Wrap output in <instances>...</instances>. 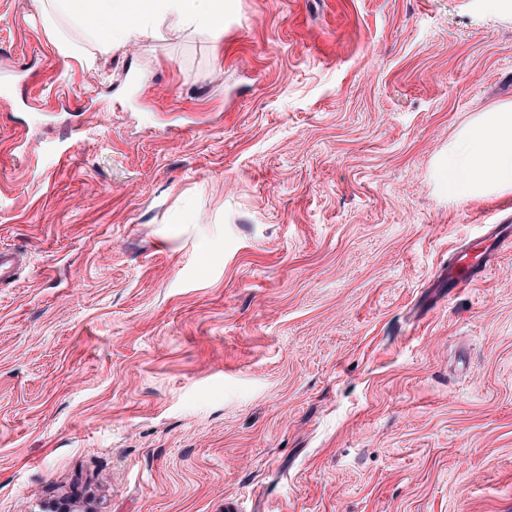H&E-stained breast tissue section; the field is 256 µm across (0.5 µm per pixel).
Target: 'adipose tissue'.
<instances>
[{
	"instance_id": "ef3b65f1",
	"label": "adipose tissue",
	"mask_w": 512,
	"mask_h": 512,
	"mask_svg": "<svg viewBox=\"0 0 512 512\" xmlns=\"http://www.w3.org/2000/svg\"><path fill=\"white\" fill-rule=\"evenodd\" d=\"M56 47L83 56L79 30L109 42L156 38L161 21L217 34L224 29V0H37ZM448 190L461 196L512 191V103L480 113L449 148Z\"/></svg>"
}]
</instances>
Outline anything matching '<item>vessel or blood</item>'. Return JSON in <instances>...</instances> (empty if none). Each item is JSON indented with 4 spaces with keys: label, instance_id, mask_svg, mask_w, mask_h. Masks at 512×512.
<instances>
[{
    "label": "vessel or blood",
    "instance_id": "obj_1",
    "mask_svg": "<svg viewBox=\"0 0 512 512\" xmlns=\"http://www.w3.org/2000/svg\"><path fill=\"white\" fill-rule=\"evenodd\" d=\"M512 248V225L492 224L481 242L455 251L448 261L449 288H465L489 275L502 251ZM27 257L7 245H0V285L12 283Z\"/></svg>",
    "mask_w": 512,
    "mask_h": 512
}]
</instances>
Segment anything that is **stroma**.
Instances as JSON below:
<instances>
[{
	"instance_id": "1",
	"label": "stroma",
	"mask_w": 512,
	"mask_h": 512,
	"mask_svg": "<svg viewBox=\"0 0 512 512\" xmlns=\"http://www.w3.org/2000/svg\"><path fill=\"white\" fill-rule=\"evenodd\" d=\"M93 64L0 0V512H512V192L441 159L512 102L488 0H228ZM511 245V224H489L481 242L467 244L448 260V288H466L485 278L498 256ZM26 261L24 253L11 246L0 245V285L12 283Z\"/></svg>"
}]
</instances>
